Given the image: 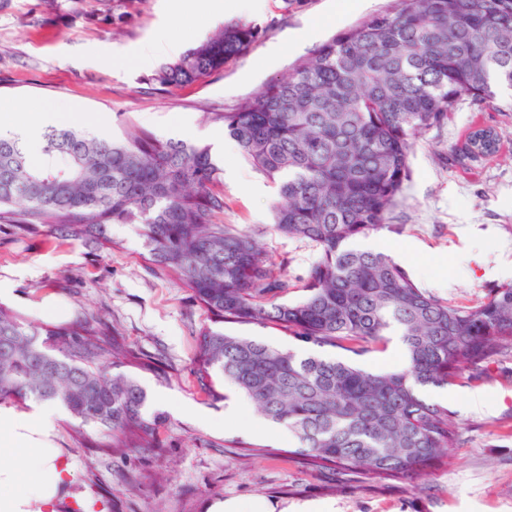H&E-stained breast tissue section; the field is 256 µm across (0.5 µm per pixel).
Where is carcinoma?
<instances>
[{
	"mask_svg": "<svg viewBox=\"0 0 512 512\" xmlns=\"http://www.w3.org/2000/svg\"><path fill=\"white\" fill-rule=\"evenodd\" d=\"M333 36L286 77L234 112L224 133L278 188L274 228L318 251L303 295L276 296L258 243L224 223L223 168L211 148L141 131L124 139L46 128L42 160L0 136V219L17 231L63 229L95 249L109 225L139 224L147 260L191 288L212 325L198 339L196 373L245 396L258 418L293 437L289 453L314 469L381 486L446 463L459 445L448 407L426 387L467 384L512 351V281L473 307L417 284L389 255L354 241L387 226L411 177L415 139L469 98L512 90V0H395ZM263 28L228 22L164 64L154 81H200L246 53ZM498 134L473 131L472 154L493 155ZM274 325L302 351L219 324ZM400 337L405 366L370 371L356 358ZM116 337L27 322L0 307V404L58 403L109 448H148L163 424L117 361Z\"/></svg>",
	"mask_w": 512,
	"mask_h": 512,
	"instance_id": "carcinoma-1",
	"label": "carcinoma"
}]
</instances>
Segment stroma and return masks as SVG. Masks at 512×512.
I'll use <instances>...</instances> for the list:
<instances>
[{
  "label": "stroma",
  "instance_id": "obj_1",
  "mask_svg": "<svg viewBox=\"0 0 512 512\" xmlns=\"http://www.w3.org/2000/svg\"><path fill=\"white\" fill-rule=\"evenodd\" d=\"M393 0H0V102L19 121L53 109L55 126L124 136L146 130L165 139L215 145L224 140L219 112H233L269 82L287 76L324 42ZM260 24L265 32L223 70L185 86L160 88V66L178 58L224 23ZM168 48L150 65L145 44ZM494 109L470 100L441 127L421 135L410 157L412 178L380 234L385 252L423 288L470 307L504 282L512 264V94ZM494 127L492 156L465 157L473 130ZM224 169V221L263 247L272 274L287 278L288 298L302 295L311 244L272 226L277 187L241 154L217 153ZM112 242L92 250L62 231L16 234L0 222V306L26 320L70 327L101 318L123 349L156 362L136 371L148 410L164 418L151 448L103 453L92 430L61 412L55 442L71 467V484L56 512H206L209 504L257 498L279 508L309 502L330 512H512V352L498 356L488 378L467 386L429 388L428 401L448 407L461 444L447 467L380 489L313 471L288 452L286 429H261L245 409L228 423L241 397L215 380L224 398L210 399L194 373L196 344L208 319L190 288L145 260L131 224H115ZM49 300L55 313H40ZM483 407L470 405L473 394ZM273 447L270 455L259 454Z\"/></svg>",
  "mask_w": 512,
  "mask_h": 512
}]
</instances>
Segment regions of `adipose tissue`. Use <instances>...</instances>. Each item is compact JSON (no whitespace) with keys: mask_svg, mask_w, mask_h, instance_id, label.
<instances>
[{"mask_svg":"<svg viewBox=\"0 0 512 512\" xmlns=\"http://www.w3.org/2000/svg\"><path fill=\"white\" fill-rule=\"evenodd\" d=\"M52 404L18 414L0 408V512H54L71 469L52 440Z\"/></svg>","mask_w":512,"mask_h":512,"instance_id":"obj_1","label":"adipose tissue"}]
</instances>
